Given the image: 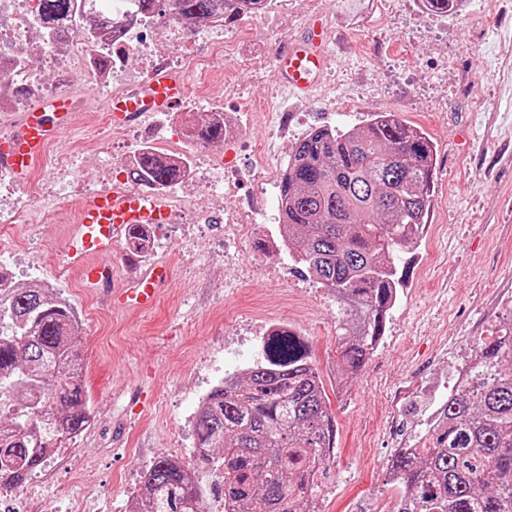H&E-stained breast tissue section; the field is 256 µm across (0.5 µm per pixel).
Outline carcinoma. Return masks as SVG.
<instances>
[{
  "label": "carcinoma",
  "instance_id": "obj_1",
  "mask_svg": "<svg viewBox=\"0 0 512 512\" xmlns=\"http://www.w3.org/2000/svg\"><path fill=\"white\" fill-rule=\"evenodd\" d=\"M84 0H40L39 24L63 48ZM192 28L264 0H177ZM224 139V126L193 132ZM434 146L392 112L356 129L317 127L295 146L279 181L283 234L298 268L355 310L339 313L342 379L365 367L408 277L402 254L418 245L435 189ZM170 187L175 170L150 154L131 179ZM75 311L41 285L0 294V487L21 486L58 444L92 423L74 351ZM476 362L436 408L414 448L390 471L404 487L396 512H512V321L479 339ZM191 461L167 455L146 469L135 512H205L206 495L224 512H311L326 471L336 420L321 376L293 339L275 364L257 363L214 387L194 420ZM224 468L206 488L204 474Z\"/></svg>",
  "mask_w": 512,
  "mask_h": 512
}]
</instances>
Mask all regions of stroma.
<instances>
[{
	"label": "stroma",
	"mask_w": 512,
	"mask_h": 512,
	"mask_svg": "<svg viewBox=\"0 0 512 512\" xmlns=\"http://www.w3.org/2000/svg\"><path fill=\"white\" fill-rule=\"evenodd\" d=\"M329 31L322 87L288 95L273 77L285 41L308 24ZM253 65L232 74L234 89L213 85L204 107L262 125L250 136L209 145L210 154L253 166L257 154L286 165L311 129L356 128L373 112H393L435 145V193L412 254L409 276L380 344L357 377L337 386L336 296L295 269L287 254L253 239L225 238L224 227L169 224L152 261L167 262L169 283L146 310L99 306L75 269L56 272L70 227L18 224L0 247V269L45 278L84 319L75 349L91 427L46 473L43 503L71 512L97 494L101 512H129L141 473L159 456L188 459L200 397L225 371L263 359L244 324H295L321 372L336 419V442L318 479V512H395L402 489L389 472L394 449L411 447L475 339L512 319V0H462L448 14L426 0H283L245 47ZM51 150H70L89 199L98 144L77 126ZM187 236V253L175 239ZM250 269L230 279L225 253Z\"/></svg>",
	"instance_id": "35a3bbf8"
}]
</instances>
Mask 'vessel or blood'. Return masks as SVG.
<instances>
[{
	"label": "vessel or blood",
	"instance_id": "obj_1",
	"mask_svg": "<svg viewBox=\"0 0 512 512\" xmlns=\"http://www.w3.org/2000/svg\"><path fill=\"white\" fill-rule=\"evenodd\" d=\"M322 42L323 32L318 26L290 42L275 60L274 74L279 83L298 93L310 92L327 64ZM184 88L183 76L156 73L140 91L114 97L109 107L110 119L120 127L146 114L169 111L181 103ZM72 109V97L63 93L22 113L12 132L0 137V172L17 185L28 183L35 161L50 143L71 130ZM172 221L173 212L161 196L117 185L87 201L64 242L63 253L69 266L79 272L84 286L105 293L113 307L147 308L168 282V266L150 265L129 287L117 288L111 266L101 263L99 257L117 251L130 227H160Z\"/></svg>",
	"mask_w": 512,
	"mask_h": 512
}]
</instances>
